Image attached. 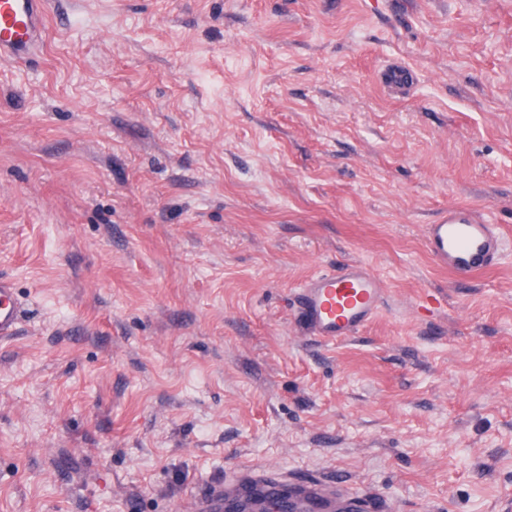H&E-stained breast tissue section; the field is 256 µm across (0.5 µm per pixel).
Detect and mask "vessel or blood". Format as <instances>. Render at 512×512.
I'll return each instance as SVG.
<instances>
[{
	"label": "vessel or blood",
	"mask_w": 512,
	"mask_h": 512,
	"mask_svg": "<svg viewBox=\"0 0 512 512\" xmlns=\"http://www.w3.org/2000/svg\"><path fill=\"white\" fill-rule=\"evenodd\" d=\"M46 35V0H0V61L33 62L42 54ZM424 236L432 260L462 277L490 270L503 251L499 225L461 206H449L439 223L426 225ZM387 297L381 277L353 262L308 278L296 290L293 304L305 334L336 342L356 336ZM20 318L17 292L10 280L0 278L1 339L16 334ZM281 502L290 512H392L391 503L379 494L350 491L331 475L296 478L251 466L207 486L196 497L194 512H266Z\"/></svg>",
	"instance_id": "1"
}]
</instances>
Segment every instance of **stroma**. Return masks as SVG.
Masks as SVG:
<instances>
[{"label": "stroma", "instance_id": "stroma-1", "mask_svg": "<svg viewBox=\"0 0 512 512\" xmlns=\"http://www.w3.org/2000/svg\"><path fill=\"white\" fill-rule=\"evenodd\" d=\"M452 204L505 237L467 280ZM349 262L382 310L303 335ZM0 277V512H191L246 464L512 512V0H49L0 63ZM424 236L432 260L456 276L490 270L503 251L500 226L461 206H448L438 224L425 225ZM387 297L388 288L381 277L353 262L308 278L296 290L293 305L305 334L336 342L356 336L374 319ZM21 306L10 280L0 278V338L14 336L21 318Z\"/></svg>", "mask_w": 512, "mask_h": 512}]
</instances>
